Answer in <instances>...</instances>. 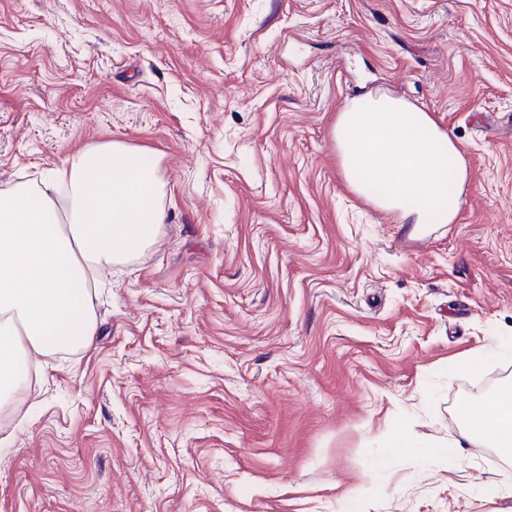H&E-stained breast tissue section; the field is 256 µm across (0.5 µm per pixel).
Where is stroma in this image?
Instances as JSON below:
<instances>
[{"instance_id":"1","label":"stroma","mask_w":512,"mask_h":512,"mask_svg":"<svg viewBox=\"0 0 512 512\" xmlns=\"http://www.w3.org/2000/svg\"><path fill=\"white\" fill-rule=\"evenodd\" d=\"M363 90L460 147L452 222L351 192ZM105 141L157 160L163 224L27 366L0 512H493L512 464L419 447L512 383L455 369L512 340V0H0V190Z\"/></svg>"}]
</instances>
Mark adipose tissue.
Masks as SVG:
<instances>
[{"instance_id":"ef3b65f1","label":"adipose tissue","mask_w":512,"mask_h":512,"mask_svg":"<svg viewBox=\"0 0 512 512\" xmlns=\"http://www.w3.org/2000/svg\"><path fill=\"white\" fill-rule=\"evenodd\" d=\"M354 188L413 224L452 222L449 183L464 186L459 148L405 101L369 93L338 118ZM144 152L118 142L87 146L41 183L0 190V398L31 355L90 343L95 321L86 268L124 263L150 247L162 222L160 179L144 180ZM458 436L424 448L436 462L469 444L512 460V404L501 393L461 402Z\"/></svg>"}]
</instances>
